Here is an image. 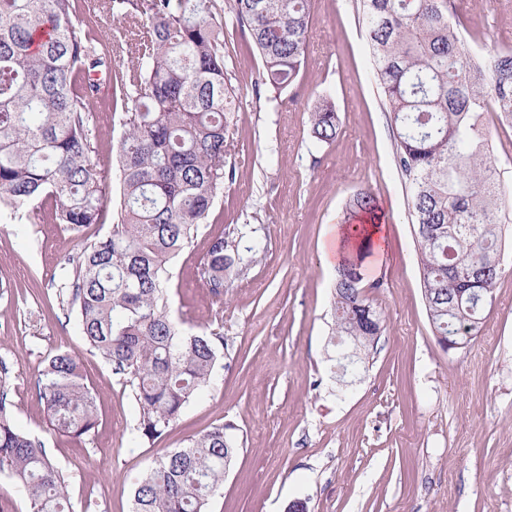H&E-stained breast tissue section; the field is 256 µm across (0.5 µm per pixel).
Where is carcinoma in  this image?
<instances>
[{
  "label": "carcinoma",
  "mask_w": 512,
  "mask_h": 512,
  "mask_svg": "<svg viewBox=\"0 0 512 512\" xmlns=\"http://www.w3.org/2000/svg\"><path fill=\"white\" fill-rule=\"evenodd\" d=\"M450 0H360L375 78L396 130V154L422 266V294L435 335L479 334L501 274L512 192L491 175L488 101L512 121V51L485 59L449 17ZM213 0H0V210L41 197L74 232L101 223L119 187L112 232L63 259L76 324L117 374L138 409L133 435L151 444L210 386L224 346L210 329L187 333L166 308L167 263L194 238L224 187L227 130L236 94ZM263 63L255 95L294 86L309 52L312 0H225ZM106 12L124 26L105 33L84 19ZM126 39L134 63L112 70V42ZM121 104L124 133L116 177L98 154L97 117ZM315 143L336 139L327 99L310 117ZM350 211L374 216L360 191ZM265 251L259 237L209 244L208 288L224 295V272ZM362 257L337 268L334 327L342 375L365 370L384 316L361 287ZM52 429L77 442L98 426L96 401L77 358L57 350L36 383ZM0 380V474L17 482L30 512H71L68 480L36 438L12 419ZM218 424L181 448H165L135 483L134 512H208L236 455Z\"/></svg>",
  "instance_id": "cac0c4a2"
}]
</instances>
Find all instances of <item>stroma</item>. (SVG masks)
<instances>
[{"label":"stroma","instance_id":"1","mask_svg":"<svg viewBox=\"0 0 512 512\" xmlns=\"http://www.w3.org/2000/svg\"><path fill=\"white\" fill-rule=\"evenodd\" d=\"M475 52L512 51V0H452ZM224 55L238 94L228 129L233 178L193 242L171 265L170 315L189 332L218 322L216 378L152 446L132 444L138 410L124 376L79 334L60 263L112 228L73 234L44 198L0 213V375L14 386L13 422L39 438L70 478L74 512H132L131 490L163 448L228 424L236 456L208 512H512V245L483 326L444 350L422 296L407 190L370 59L359 0H312L310 47L281 105L255 97L261 58L224 22ZM330 98L340 117L331 143L314 144L310 114ZM368 190L378 203L383 251L364 262V293L385 315L360 379L340 386L327 342L346 207ZM262 237L264 253L226 275L215 300L202 268L226 230ZM80 358L99 425L84 442L54 433L35 382L44 357Z\"/></svg>","mask_w":512,"mask_h":512}]
</instances>
